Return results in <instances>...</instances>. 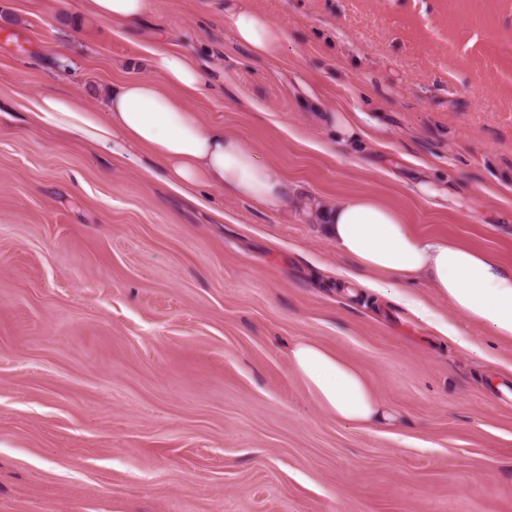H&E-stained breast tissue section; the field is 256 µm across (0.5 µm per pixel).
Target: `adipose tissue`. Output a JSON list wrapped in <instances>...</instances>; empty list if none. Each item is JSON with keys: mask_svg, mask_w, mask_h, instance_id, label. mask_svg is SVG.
<instances>
[{"mask_svg": "<svg viewBox=\"0 0 512 512\" xmlns=\"http://www.w3.org/2000/svg\"><path fill=\"white\" fill-rule=\"evenodd\" d=\"M91 13L137 29L148 11L147 0H89ZM231 35L248 53L275 56L287 40L286 29L263 13L243 4L225 11ZM157 81H130L108 96V119L82 107L69 96L41 95L29 102L37 120L67 125L113 155L147 151L155 161L153 175L163 177L177 192L204 186L224 196L262 208L285 209L303 204L311 216L326 224L339 254L352 266L338 275L350 288L388 298L409 315L459 343L476 356L484 349L465 340L461 323L480 325L492 336L512 340V265L496 254L465 247L446 237L414 232L395 208L373 195L359 194L333 206L298 200L294 186L277 167L257 160L237 134L204 124L182 100L162 92L166 82L187 93L206 82L204 68L187 52L160 46L148 53ZM362 113L326 112L321 121L335 146L360 149L368 139ZM448 299L458 315L449 321L435 313L404 285L415 277ZM294 374L329 415L356 425H379L392 420L361 372L349 361L321 345L300 340L290 350Z\"/></svg>", "mask_w": 512, "mask_h": 512, "instance_id": "obj_1", "label": "adipose tissue"}]
</instances>
